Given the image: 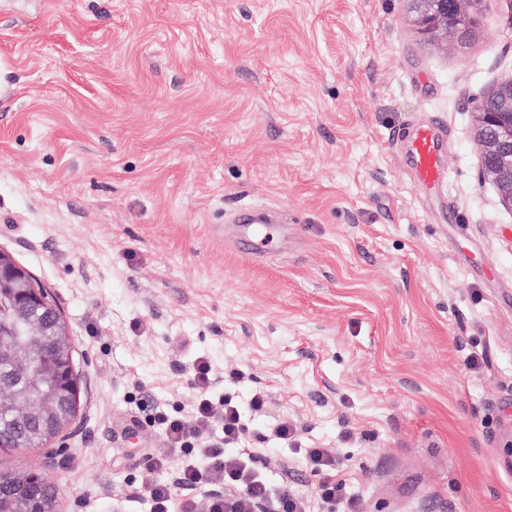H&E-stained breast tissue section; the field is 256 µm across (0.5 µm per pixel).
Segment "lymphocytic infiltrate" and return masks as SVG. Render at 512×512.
<instances>
[{
	"instance_id": "obj_1",
	"label": "lymphocytic infiltrate",
	"mask_w": 512,
	"mask_h": 512,
	"mask_svg": "<svg viewBox=\"0 0 512 512\" xmlns=\"http://www.w3.org/2000/svg\"><path fill=\"white\" fill-rule=\"evenodd\" d=\"M197 390L191 417L160 413L164 436L170 448L182 455L177 484L151 481L147 494L151 512H252L261 500H271L278 512H309L307 500L288 485L271 486L258 471L250 453L226 455L224 448L238 444L241 415L237 406L213 396L211 365L206 357H195L190 364ZM221 434V443L210 441L211 434ZM224 485L230 497L211 496L200 500L199 488Z\"/></svg>"
}]
</instances>
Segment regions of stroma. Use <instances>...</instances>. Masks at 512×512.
<instances>
[{"label": "stroma", "mask_w": 512, "mask_h": 512, "mask_svg": "<svg viewBox=\"0 0 512 512\" xmlns=\"http://www.w3.org/2000/svg\"><path fill=\"white\" fill-rule=\"evenodd\" d=\"M478 11L460 49L410 0H0V248L86 382L45 473L65 512H149L154 413L191 414L198 355L312 512L310 448L335 512H512V211L474 135L512 0ZM423 123L438 192L401 162ZM242 205L295 233L237 251ZM307 454L312 469L320 472L324 478L317 493L318 496L324 502L336 500V496L341 491V484L335 479L336 459L322 448H310Z\"/></svg>", "instance_id": "35a3bbf8"}]
</instances>
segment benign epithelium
<instances>
[{
  "instance_id": "obj_1",
  "label": "benign epithelium",
  "mask_w": 512,
  "mask_h": 512,
  "mask_svg": "<svg viewBox=\"0 0 512 512\" xmlns=\"http://www.w3.org/2000/svg\"><path fill=\"white\" fill-rule=\"evenodd\" d=\"M416 12L419 33L431 40L440 34H454L461 46L469 43L477 22L474 0H409ZM476 140L481 149L482 171L503 205L512 210V76L498 82L477 106ZM11 294L19 300L20 310L29 307L43 310L30 321L32 330L51 337L53 362L46 370L58 382L55 395L38 404L26 399L27 388L12 387L4 393L0 385V409L8 406L18 419L43 417L49 425L35 432L39 447L47 448L77 418L80 411L78 395L84 388L83 376L74 361L73 346L66 323L56 302L37 286L15 263L0 250V294ZM28 494V487L19 481L0 482V512H12V503Z\"/></svg>"
}]
</instances>
